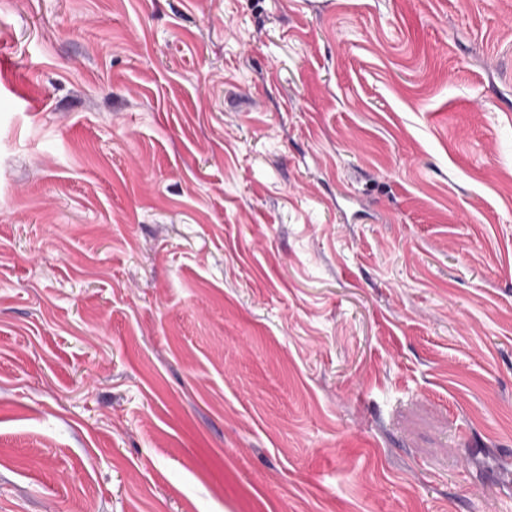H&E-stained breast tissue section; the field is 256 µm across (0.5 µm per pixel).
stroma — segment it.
I'll use <instances>...</instances> for the list:
<instances>
[{"label": "stroma", "instance_id": "1", "mask_svg": "<svg viewBox=\"0 0 512 512\" xmlns=\"http://www.w3.org/2000/svg\"><path fill=\"white\" fill-rule=\"evenodd\" d=\"M512 512V0H0V512Z\"/></svg>", "mask_w": 512, "mask_h": 512}]
</instances>
